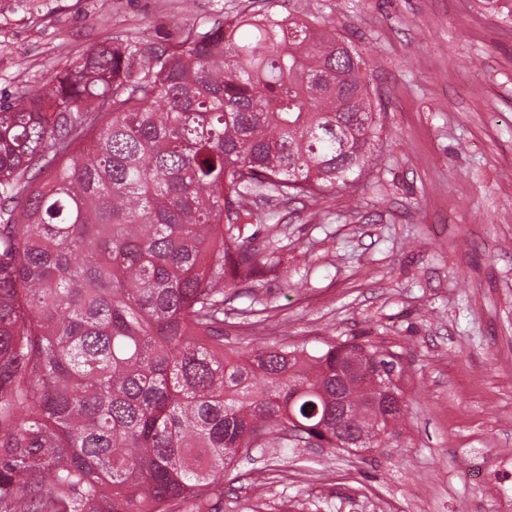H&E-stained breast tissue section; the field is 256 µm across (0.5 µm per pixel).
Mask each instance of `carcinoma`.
I'll return each instance as SVG.
<instances>
[{
    "label": "carcinoma",
    "instance_id": "obj_1",
    "mask_svg": "<svg viewBox=\"0 0 512 512\" xmlns=\"http://www.w3.org/2000/svg\"><path fill=\"white\" fill-rule=\"evenodd\" d=\"M325 18L267 7L94 49L0 103V512H215L242 448H375L403 417L351 353L224 348L254 213L352 187L380 115Z\"/></svg>",
    "mask_w": 512,
    "mask_h": 512
}]
</instances>
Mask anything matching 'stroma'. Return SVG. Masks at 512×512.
<instances>
[{"label":"stroma","instance_id":"obj_1","mask_svg":"<svg viewBox=\"0 0 512 512\" xmlns=\"http://www.w3.org/2000/svg\"><path fill=\"white\" fill-rule=\"evenodd\" d=\"M264 0H0V102L148 31H204ZM373 60L382 130L350 190L252 222L267 254L224 291V344L370 342L404 369V418L368 450L253 448L219 512H512V21L478 0H276Z\"/></svg>","mask_w":512,"mask_h":512}]
</instances>
